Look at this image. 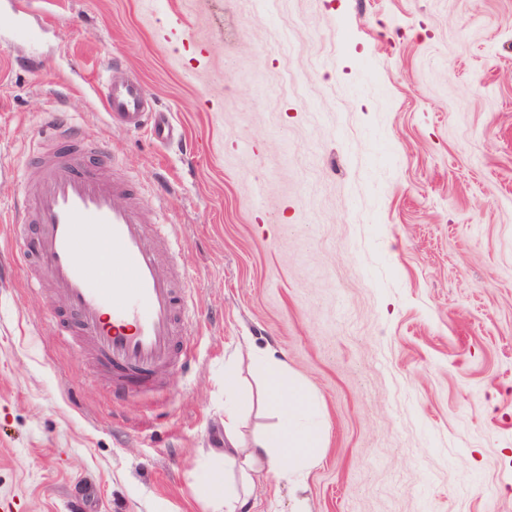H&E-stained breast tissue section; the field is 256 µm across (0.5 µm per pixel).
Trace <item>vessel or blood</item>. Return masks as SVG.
<instances>
[{
	"instance_id": "1",
	"label": "vessel or blood",
	"mask_w": 512,
	"mask_h": 512,
	"mask_svg": "<svg viewBox=\"0 0 512 512\" xmlns=\"http://www.w3.org/2000/svg\"><path fill=\"white\" fill-rule=\"evenodd\" d=\"M105 114L160 143L174 131L152 114L141 78H106ZM48 146L31 164L38 177L12 210L33 224L20 259L39 272L74 311L81 333L112 380L114 397L155 390L165 367L190 359L176 343L187 329L185 292L173 284L147 224L155 207L128 179L114 175L111 146L89 136L66 112L50 113Z\"/></svg>"
}]
</instances>
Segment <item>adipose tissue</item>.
<instances>
[{
	"label": "adipose tissue",
	"mask_w": 512,
	"mask_h": 512,
	"mask_svg": "<svg viewBox=\"0 0 512 512\" xmlns=\"http://www.w3.org/2000/svg\"><path fill=\"white\" fill-rule=\"evenodd\" d=\"M250 358L266 384L265 401L277 416L271 429L244 438V416L237 407L224 411V471L215 475L209 501L215 512H251L258 476H280L282 460L293 471L309 467L323 445V435L306 423L310 395L289 376L272 345L252 347Z\"/></svg>",
	"instance_id": "ef3b65f1"
}]
</instances>
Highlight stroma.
<instances>
[{
	"label": "stroma",
	"mask_w": 512,
	"mask_h": 512,
	"mask_svg": "<svg viewBox=\"0 0 512 512\" xmlns=\"http://www.w3.org/2000/svg\"><path fill=\"white\" fill-rule=\"evenodd\" d=\"M30 31L0 0V211L65 107L164 193L193 357L114 398L0 222V512H208L229 398L273 422L252 343L324 434L256 512H512V0H35ZM130 70L181 138L109 123Z\"/></svg>",
	"instance_id": "35a3bbf8"
}]
</instances>
